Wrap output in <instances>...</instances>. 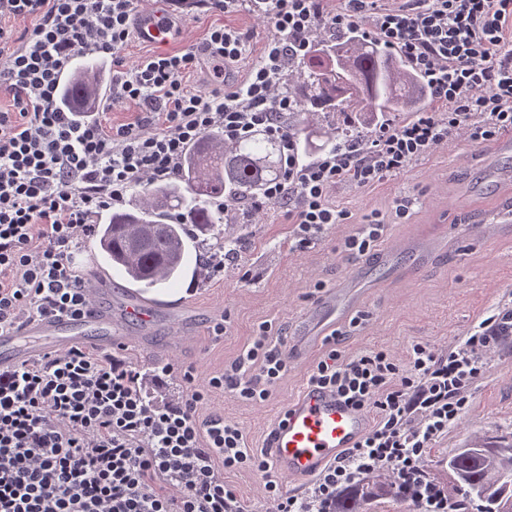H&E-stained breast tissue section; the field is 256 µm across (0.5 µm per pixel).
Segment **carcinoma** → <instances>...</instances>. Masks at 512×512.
<instances>
[{"instance_id":"carcinoma-1","label":"carcinoma","mask_w":512,"mask_h":512,"mask_svg":"<svg viewBox=\"0 0 512 512\" xmlns=\"http://www.w3.org/2000/svg\"><path fill=\"white\" fill-rule=\"evenodd\" d=\"M102 76L103 62L81 53L63 81L60 106L95 111L92 101L106 93ZM279 91L297 103L287 127L303 163L339 140L364 135L365 116L396 120L425 109L428 99L400 54L351 30L320 32L311 51L289 67ZM286 170L282 144L271 136L226 142L219 130L206 133L189 146L174 175L133 186L127 202L95 221L100 270L115 269L147 289L201 280L193 252L203 241L239 247L248 240L250 225H237L234 236L225 235L224 226L233 223L238 205L257 200L262 186L284 179ZM217 198L225 210L212 206ZM448 471L465 496L479 502V512H512V441L493 444L477 436L448 457ZM377 497L396 498L390 482L342 495L336 512H364Z\"/></svg>"}]
</instances>
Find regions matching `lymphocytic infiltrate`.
<instances>
[{
	"label": "lymphocytic infiltrate",
	"instance_id": "1",
	"mask_svg": "<svg viewBox=\"0 0 512 512\" xmlns=\"http://www.w3.org/2000/svg\"><path fill=\"white\" fill-rule=\"evenodd\" d=\"M136 2L0 0V21H34L18 36L0 24V88L16 105L0 111V332L46 315L85 314L89 281L73 259L95 216L133 185L173 175L209 131L233 141L260 130L282 141L288 170L262 197L287 209L301 249L347 222L348 211L328 203L332 187L370 186L460 134L484 142L512 132V40L505 38L512 0H410L398 10L381 0H342L334 11L324 0H266L276 35L241 84L224 81L245 39L220 26L187 52L113 70L112 101L137 104L134 122L107 126L96 114L60 108L74 54L114 56L129 39ZM323 27H353L401 53L435 105L304 164L286 125L296 103L276 88L286 64L305 56ZM202 59L216 84L208 92L183 81ZM342 337H327L308 384L336 392L376 422L301 497L284 491L237 424L199 417L216 389L248 403L267 398L288 370L285 349L267 333L205 383L184 371L170 398L148 396L140 371L117 356L83 348L0 370V512H245L224 481L225 471L239 469L265 478L266 512H334L339 494L373 472L387 476L408 512H466L431 476L428 451L460 421L501 345L512 341V304L448 347L413 343L405 364L383 349L343 357Z\"/></svg>",
	"mask_w": 512,
	"mask_h": 512
}]
</instances>
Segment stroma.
I'll use <instances>...</instances> for the list:
<instances>
[{
	"instance_id": "35a3bbf8",
	"label": "stroma",
	"mask_w": 512,
	"mask_h": 512,
	"mask_svg": "<svg viewBox=\"0 0 512 512\" xmlns=\"http://www.w3.org/2000/svg\"><path fill=\"white\" fill-rule=\"evenodd\" d=\"M165 7L169 18L183 30L182 36L166 45V52L187 50L215 26L243 33L246 50L227 78L231 85L245 80L275 35L271 23L258 19L244 2L228 12L210 8L204 0H166ZM506 168L512 169V154H501L496 142L476 144L467 137H455L400 174L372 186L344 183L334 187L330 204L348 210L352 221L332 226L323 241L306 250L295 247L285 208L271 205L257 210L252 202H245L242 209L254 211L255 222L250 239L238 250L237 263L204 284L181 283L153 297L165 314L195 309L191 338L182 339L163 328L143 336L136 322L121 321L117 328L131 342L118 355L145 374L148 390L177 392V377L162 376V383H155L163 366L193 369L197 382H205L230 368L260 326H270L275 337L296 336L320 291L360 272L369 287L359 309L369 318L359 328L341 324L340 348L346 355L381 347L405 361L413 341L447 345L491 307L512 301V218L503 214L505 203L512 201V182L493 178ZM404 196L413 197L415 204L401 218L395 213V201ZM373 215L386 222V240L404 243L393 263L352 259L336 249L339 240L354 233L357 223ZM477 222L493 225V233L471 238L469 227ZM222 317L228 330L218 338L212 326ZM322 354L318 348L305 357L289 359L287 374L266 401L243 403L217 391L203 415L216 413L237 423L248 448L265 451L273 424L306 388ZM477 435L492 441L512 437L510 342L495 357L458 424L430 448L433 477L453 487L445 462Z\"/></svg>"
}]
</instances>
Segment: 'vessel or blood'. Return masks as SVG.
Returning a JSON list of instances; mask_svg holds the SVG:
<instances>
[{"instance_id": "1", "label": "vessel or blood", "mask_w": 512, "mask_h": 512, "mask_svg": "<svg viewBox=\"0 0 512 512\" xmlns=\"http://www.w3.org/2000/svg\"><path fill=\"white\" fill-rule=\"evenodd\" d=\"M138 40L146 45H167L176 35L162 6L144 12L136 22ZM358 305L352 284L329 290L316 302L305 331L292 339L291 355H299L321 344L336 326ZM122 313L142 330L155 327L153 306L128 298ZM128 337L113 327L112 312L92 305L88 315L70 318L48 315L24 323L19 329L0 334V368L17 366L48 353L90 345L101 352L126 346ZM366 414L347 404L335 393L307 388L289 402L272 427L267 448L274 467L294 479L320 472L344 450L354 447L366 434Z\"/></svg>"}]
</instances>
